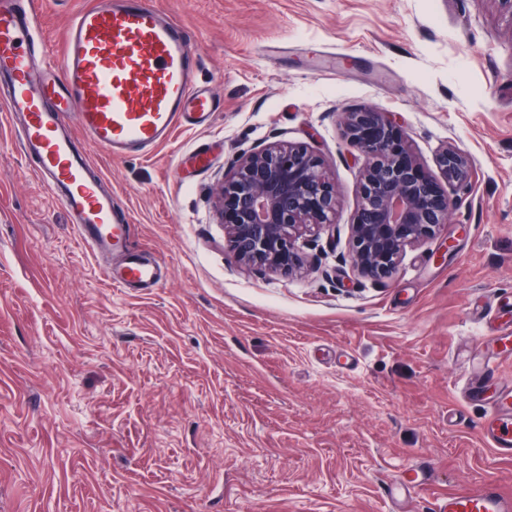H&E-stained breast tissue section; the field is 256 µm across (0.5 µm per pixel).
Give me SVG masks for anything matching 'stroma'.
Segmentation results:
<instances>
[{"label":"stroma","instance_id":"35a3bbf8","mask_svg":"<svg viewBox=\"0 0 512 512\" xmlns=\"http://www.w3.org/2000/svg\"><path fill=\"white\" fill-rule=\"evenodd\" d=\"M91 0H39L59 46ZM193 35L219 102L151 155L90 150L127 207L153 289L111 287L0 111V512H390L384 488L425 460L431 499L497 480L512 458L465 392L512 329V14L499 0H154ZM389 113L448 187L452 223L383 280L353 273L364 158L341 113ZM288 141L336 183L330 226L299 239L303 277L240 269L212 191L242 153ZM436 166L448 184L462 186L471 176L473 163L467 154L447 146L437 154Z\"/></svg>","mask_w":512,"mask_h":512}]
</instances>
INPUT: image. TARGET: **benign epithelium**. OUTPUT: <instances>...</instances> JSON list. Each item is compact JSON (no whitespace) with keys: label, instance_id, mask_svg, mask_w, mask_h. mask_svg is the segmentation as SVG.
Listing matches in <instances>:
<instances>
[{"label":"benign epithelium","instance_id":"1","mask_svg":"<svg viewBox=\"0 0 512 512\" xmlns=\"http://www.w3.org/2000/svg\"><path fill=\"white\" fill-rule=\"evenodd\" d=\"M342 125L349 146L366 158L350 224L351 263L365 277L386 279L406 247L450 223L455 201L403 146L386 113L345 112ZM436 166L448 183L462 186L473 163L446 147ZM336 202V185L319 156L303 144L280 142L241 156L218 184L213 209L238 264L289 275L305 267L296 241L312 226L331 224Z\"/></svg>","mask_w":512,"mask_h":512}]
</instances>
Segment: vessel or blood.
<instances>
[{"mask_svg":"<svg viewBox=\"0 0 512 512\" xmlns=\"http://www.w3.org/2000/svg\"><path fill=\"white\" fill-rule=\"evenodd\" d=\"M45 41L35 0H0V77L9 91L0 98L18 132L32 172L71 217L79 240L96 255H116L104 275L116 288H153L160 264L137 251L124 206L107 188L89 153L112 156L148 152L181 127H199L215 111L214 94L197 84V49L177 20L152 0H93L76 12L60 52L59 70L44 61ZM482 380L469 396L485 399L482 436L497 454L512 457V389L483 394ZM428 463L405 468L385 490L400 504L407 490L428 486ZM433 512H512V495L493 479L476 490L436 497Z\"/></svg>","mask_w":512,"mask_h":512,"instance_id":"1","label":"vessel or blood"}]
</instances>
